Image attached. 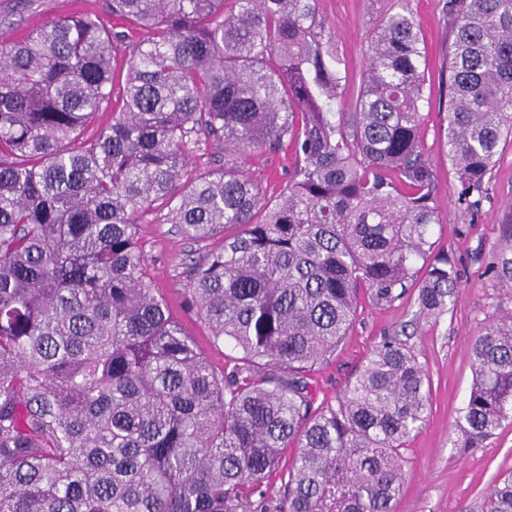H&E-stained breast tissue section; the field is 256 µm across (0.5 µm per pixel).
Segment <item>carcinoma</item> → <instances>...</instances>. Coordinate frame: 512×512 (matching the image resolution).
<instances>
[{
    "instance_id": "1",
    "label": "carcinoma",
    "mask_w": 512,
    "mask_h": 512,
    "mask_svg": "<svg viewBox=\"0 0 512 512\" xmlns=\"http://www.w3.org/2000/svg\"><path fill=\"white\" fill-rule=\"evenodd\" d=\"M317 3L108 0L110 27L64 15L0 46V512H393L429 401L417 354L385 340L317 407L306 373L346 336L360 290L388 305L415 286L426 318L455 296V265L429 260L426 48L402 0L340 112L346 62ZM445 20L442 131L470 209L512 135V0H448ZM203 139L239 155L287 144L295 167L272 200L231 155L193 170ZM162 208L195 242L241 228L183 289L213 342L240 352L221 370L153 288L138 225ZM494 269L511 289L512 225ZM470 356L463 449L512 412V321ZM486 512H512V474Z\"/></svg>"
}]
</instances>
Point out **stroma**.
Returning a JSON list of instances; mask_svg holds the SVG:
<instances>
[{
  "mask_svg": "<svg viewBox=\"0 0 512 512\" xmlns=\"http://www.w3.org/2000/svg\"><path fill=\"white\" fill-rule=\"evenodd\" d=\"M65 0H0V45L63 15ZM447 0H409L426 46V94L422 108V144L433 164L437 184L434 205L441 222L431 240L435 252L448 255L459 271V293L436 319L417 318L416 290L390 305L361 297L357 317L336 351L308 374L316 404L344 396L370 352L385 337L407 333L430 376L426 421L406 445L405 480L396 512H483L495 480L512 472V418L503 422L485 447L455 448L456 425L473 382L470 344L495 323L512 320V290L502 288L492 265L506 224L512 223V141H502L487 191L478 208L460 204V185L448 165L440 136L439 75L452 40L443 21ZM397 0H318L322 18L336 33L348 62L349 94H356L366 65L375 23ZM295 163L292 148L239 158L240 169L256 180L267 197L276 198ZM156 288L172 315L199 345L215 368L231 363V346L214 343L207 327L189 315L182 303V280L190 261L221 247L223 235L204 242L185 238L168 212L155 210L139 226Z\"/></svg>",
  "mask_w": 512,
  "mask_h": 512,
  "instance_id": "stroma-1",
  "label": "stroma"
}]
</instances>
